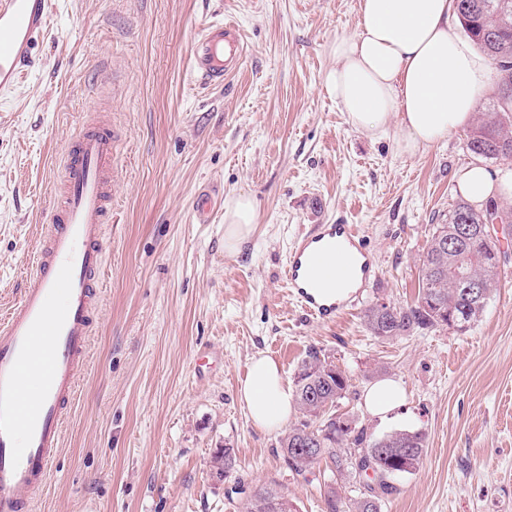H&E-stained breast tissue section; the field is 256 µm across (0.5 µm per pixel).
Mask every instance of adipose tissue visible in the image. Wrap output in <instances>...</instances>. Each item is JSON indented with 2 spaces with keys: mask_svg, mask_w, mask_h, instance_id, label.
<instances>
[{
  "mask_svg": "<svg viewBox=\"0 0 512 512\" xmlns=\"http://www.w3.org/2000/svg\"><path fill=\"white\" fill-rule=\"evenodd\" d=\"M336 65L325 88L349 124L371 138L394 134L398 153L415 155L469 123L485 88L491 60L458 31L453 0H359L358 31L337 39ZM474 206L489 197L512 199V169L492 171L471 162L455 177ZM250 195L224 202V250L238 252L252 235ZM238 396L249 419L272 432L293 411L294 393L278 362L253 356Z\"/></svg>",
  "mask_w": 512,
  "mask_h": 512,
  "instance_id": "adipose-tissue-1",
  "label": "adipose tissue"
}]
</instances>
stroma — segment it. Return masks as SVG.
<instances>
[{"instance_id": "35a3bbf8", "label": "stroma", "mask_w": 512, "mask_h": 512, "mask_svg": "<svg viewBox=\"0 0 512 512\" xmlns=\"http://www.w3.org/2000/svg\"><path fill=\"white\" fill-rule=\"evenodd\" d=\"M358 0H55L40 63L0 105V316L19 298L50 214L62 154L111 101L112 225L101 307L57 468L37 512H235L276 482L299 512H321L323 465L290 473L280 435L255 427L238 398L250 358L272 356L286 381L317 347L351 379L339 412L371 432L422 430L427 457L385 512H512V227L482 320L391 342L363 311L307 317L283 269L312 224H352L378 274L366 300L418 295V260L472 162L466 129L416 156L354 129L325 90L336 39L357 33ZM241 29L247 57L223 87L189 64L211 21ZM217 206L193 221L198 195ZM257 218L241 251L224 250L228 196ZM392 380L402 407L371 416L364 393ZM236 471L217 478L218 450Z\"/></svg>"}]
</instances>
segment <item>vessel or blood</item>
<instances>
[{
    "instance_id": "b4317fda",
    "label": "vessel or blood",
    "mask_w": 512,
    "mask_h": 512,
    "mask_svg": "<svg viewBox=\"0 0 512 512\" xmlns=\"http://www.w3.org/2000/svg\"><path fill=\"white\" fill-rule=\"evenodd\" d=\"M51 11L52 0H0V103L36 66L33 48ZM245 54L237 25L212 22L191 46L192 70L220 85ZM113 147L107 115L96 114L62 158L65 193L44 226L35 270L0 317V512H35L62 445L102 288ZM284 276L304 313L330 324L362 302L376 264L354 225L315 224L292 242Z\"/></svg>"
}]
</instances>
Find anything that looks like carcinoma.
Returning a JSON list of instances; mask_svg holds the SVG:
<instances>
[{
	"mask_svg": "<svg viewBox=\"0 0 512 512\" xmlns=\"http://www.w3.org/2000/svg\"><path fill=\"white\" fill-rule=\"evenodd\" d=\"M458 21L464 32L492 60L495 98L468 131L466 149L486 160H512V0H455ZM485 220L484 210L460 199L448 217L434 226L427 248L420 257V298L411 305L370 304L364 322L381 341L412 333L447 327L465 332L477 324L485 301L500 283L498 264L483 246L478 233L457 235L458 226L474 229ZM467 273L480 283L484 299L477 300L459 282ZM346 372L331 368L322 350H308L294 376L296 404L305 420L290 428L280 440L281 455L297 475L325 462L322 512H383L388 496L397 487L381 482L374 489L365 485L357 496L346 494L347 486L367 470L387 475L405 471L413 475L427 455V434L422 430L394 429L376 435L353 417L336 413V402L349 392ZM242 512H297L275 482L253 490Z\"/></svg>",
	"mask_w": 512,
	"mask_h": 512,
	"instance_id": "carcinoma-1",
	"label": "carcinoma"
}]
</instances>
